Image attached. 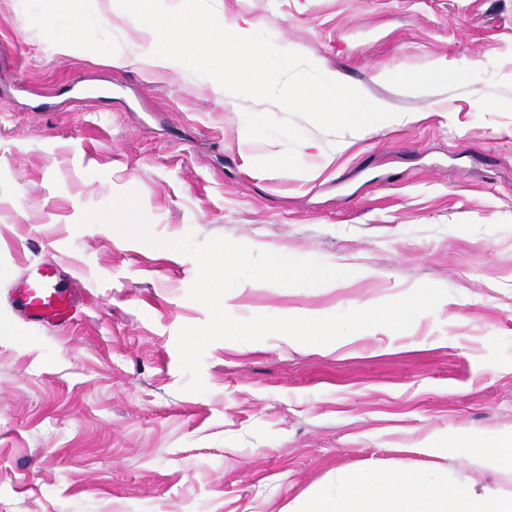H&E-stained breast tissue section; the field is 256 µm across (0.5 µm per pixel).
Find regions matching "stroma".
Listing matches in <instances>:
<instances>
[{
    "instance_id": "1",
    "label": "stroma",
    "mask_w": 512,
    "mask_h": 512,
    "mask_svg": "<svg viewBox=\"0 0 512 512\" xmlns=\"http://www.w3.org/2000/svg\"><path fill=\"white\" fill-rule=\"evenodd\" d=\"M251 19L287 51L341 72L419 121L335 142L307 120L303 171H263L280 137L244 115L272 101L218 97L183 66H110L139 25L112 0H0V512H287L338 475L429 465L512 494L472 455L512 435V0H199ZM96 28L62 56L74 16ZM448 75L418 85L434 66ZM134 190L153 233L194 232L347 270L335 287L243 282L235 318L332 315L446 289L406 331L327 346L283 334L218 340L205 392L186 391L176 335L209 314L197 264L85 211ZM57 261L82 295L66 332L25 322L10 290Z\"/></svg>"
}]
</instances>
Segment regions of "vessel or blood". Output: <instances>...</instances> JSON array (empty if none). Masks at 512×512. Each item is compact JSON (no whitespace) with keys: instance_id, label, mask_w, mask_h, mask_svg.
Listing matches in <instances>:
<instances>
[{"instance_id":"vessel-or-blood-1","label":"vessel or blood","mask_w":512,"mask_h":512,"mask_svg":"<svg viewBox=\"0 0 512 512\" xmlns=\"http://www.w3.org/2000/svg\"><path fill=\"white\" fill-rule=\"evenodd\" d=\"M16 311L27 321L59 328L72 322L74 296L63 286L57 264L45 259L32 265L11 290Z\"/></svg>"}]
</instances>
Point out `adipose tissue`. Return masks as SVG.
Wrapping results in <instances>:
<instances>
[{
  "label": "adipose tissue",
  "mask_w": 512,
  "mask_h": 512,
  "mask_svg": "<svg viewBox=\"0 0 512 512\" xmlns=\"http://www.w3.org/2000/svg\"><path fill=\"white\" fill-rule=\"evenodd\" d=\"M119 2L128 15L143 21V41L136 44L134 53L139 63L155 71L178 67V52L154 49L156 42L174 34L192 43L205 66H221L222 80L214 88L216 94L235 86L240 75L253 67L258 50L246 42L249 28L238 18L225 17L220 23L210 24L193 8L192 0H181L182 8L175 15L162 8V0ZM206 28L210 36L200 38V31ZM294 512H512V494L499 495L488 488L479 491L472 484L451 483L444 478L434 481L422 470L367 469L354 477H337L334 497L308 495Z\"/></svg>",
  "instance_id": "obj_1"
}]
</instances>
